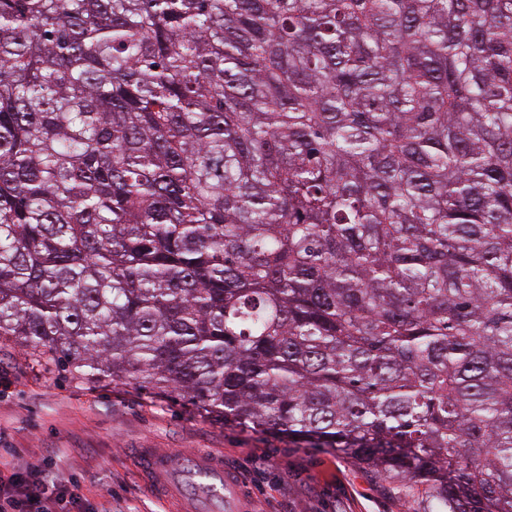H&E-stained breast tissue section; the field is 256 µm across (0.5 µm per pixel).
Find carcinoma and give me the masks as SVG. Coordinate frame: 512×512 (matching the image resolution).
<instances>
[{"label": "carcinoma", "instance_id": "carcinoma-1", "mask_svg": "<svg viewBox=\"0 0 512 512\" xmlns=\"http://www.w3.org/2000/svg\"><path fill=\"white\" fill-rule=\"evenodd\" d=\"M512 512V0H0V338Z\"/></svg>", "mask_w": 512, "mask_h": 512}]
</instances>
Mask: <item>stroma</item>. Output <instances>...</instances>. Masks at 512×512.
Segmentation results:
<instances>
[{"label": "stroma", "mask_w": 512, "mask_h": 512, "mask_svg": "<svg viewBox=\"0 0 512 512\" xmlns=\"http://www.w3.org/2000/svg\"><path fill=\"white\" fill-rule=\"evenodd\" d=\"M202 454L224 466L244 512H406L391 487L353 461L287 437L225 427L150 386L91 381L0 339V452L78 485L96 512H179L137 457Z\"/></svg>", "instance_id": "1"}]
</instances>
